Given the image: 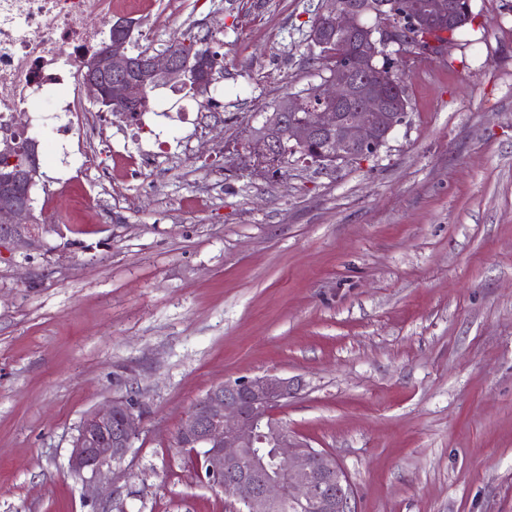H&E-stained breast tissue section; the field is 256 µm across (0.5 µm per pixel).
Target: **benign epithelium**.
<instances>
[{
	"label": "benign epithelium",
	"mask_w": 512,
	"mask_h": 512,
	"mask_svg": "<svg viewBox=\"0 0 512 512\" xmlns=\"http://www.w3.org/2000/svg\"><path fill=\"white\" fill-rule=\"evenodd\" d=\"M415 30L433 24L455 25L463 12L457 0H415L410 7ZM357 0H326L313 22L310 39L318 42L332 30L350 39L354 49L318 89L325 108L302 121L288 113L303 107L299 96H284L274 112L251 128L247 147L259 166L277 164L284 141L305 146L320 134L330 135L328 150L304 156L307 166L337 170L345 163L376 155L402 123L406 102L391 104L396 88L379 91L366 80L390 45L407 55L418 48L392 29L374 30L361 22ZM113 36L84 62L81 86L94 102L140 112L148 88L161 83L193 85L199 95L211 91L208 75L192 68L174 50L133 56L126 49V24L112 23ZM350 104L344 112L335 106ZM40 141L30 140L20 166L0 170V249L23 247L41 251L57 231L33 217L32 190L41 178ZM297 380L264 374L228 380L207 392L192 407L175 440L192 448L200 477L231 494L240 512H280L289 505L296 512H355L353 492L345 469L327 451L309 442L278 418L276 410L294 397ZM137 431L130 401L114 399L91 413L74 438L69 456L71 471L88 480L127 455Z\"/></svg>",
	"instance_id": "7a95c632"
}]
</instances>
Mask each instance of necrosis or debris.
<instances>
[{"label":"necrosis or debris","instance_id":"4bbe7bcc","mask_svg":"<svg viewBox=\"0 0 512 512\" xmlns=\"http://www.w3.org/2000/svg\"><path fill=\"white\" fill-rule=\"evenodd\" d=\"M121 6L141 22L140 0H0V137L25 138L20 113L45 125L63 117L80 168L95 166L98 115L79 88L81 61Z\"/></svg>","mask_w":512,"mask_h":512}]
</instances>
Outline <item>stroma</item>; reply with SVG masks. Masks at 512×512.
<instances>
[{
	"mask_svg": "<svg viewBox=\"0 0 512 512\" xmlns=\"http://www.w3.org/2000/svg\"><path fill=\"white\" fill-rule=\"evenodd\" d=\"M155 49L224 56L221 120L167 86L149 110L188 157L148 162L111 219L98 177L44 148L33 196L61 219L41 252L0 251V512H231L175 435L228 379L303 382L277 414L346 470L355 512H512V0H471L449 52L409 60V106L378 155L255 170L248 127L319 83L320 0H159ZM71 179L58 195V177ZM135 405L126 457L68 465L83 419Z\"/></svg>",
	"mask_w": 512,
	"mask_h": 512,
	"instance_id": "1",
	"label": "stroma"
}]
</instances>
